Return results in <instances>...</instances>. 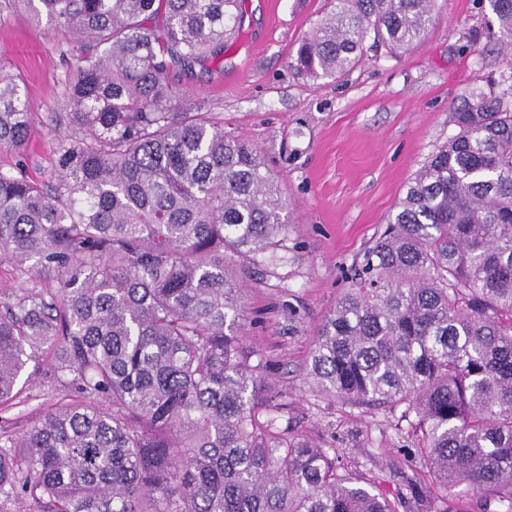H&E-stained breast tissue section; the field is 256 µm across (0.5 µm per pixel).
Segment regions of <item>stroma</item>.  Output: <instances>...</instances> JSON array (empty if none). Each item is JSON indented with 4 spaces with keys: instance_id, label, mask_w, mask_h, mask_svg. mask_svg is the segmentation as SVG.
<instances>
[{
    "instance_id": "35a3bbf8",
    "label": "stroma",
    "mask_w": 512,
    "mask_h": 512,
    "mask_svg": "<svg viewBox=\"0 0 512 512\" xmlns=\"http://www.w3.org/2000/svg\"><path fill=\"white\" fill-rule=\"evenodd\" d=\"M326 0H244V20L218 65L176 77L184 105H198L264 155L288 202L282 241L264 258H241L247 351L279 391L292 431L339 457L387 498L417 512L433 485L416 486L420 464L399 412L340 403L306 377L315 329L352 284L384 232L405 186L457 132L453 107L500 91L512 47L499 38L486 0H436L424 39L392 54L367 50L345 76L314 80L290 66L299 40L326 14ZM68 36L21 15L0 21V63L21 75L33 122L24 145L0 151V170L48 179L65 80Z\"/></svg>"
}]
</instances>
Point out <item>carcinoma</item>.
I'll use <instances>...</instances> for the list:
<instances>
[{"label":"carcinoma","mask_w":512,"mask_h":512,"mask_svg":"<svg viewBox=\"0 0 512 512\" xmlns=\"http://www.w3.org/2000/svg\"><path fill=\"white\" fill-rule=\"evenodd\" d=\"M434 0H330L294 68L346 74L366 45L419 42ZM512 45V0H488ZM74 39L69 130L43 182L0 171V263L42 282L0 301V410L29 363L54 397L0 438V504L29 512H399L280 427L243 341L236 258L285 229L277 178L173 73L224 59L242 0H5ZM512 84L456 108L312 342L324 395L405 406L424 472L512 512ZM32 123L0 76V150Z\"/></svg>","instance_id":"cac0c4a2"}]
</instances>
